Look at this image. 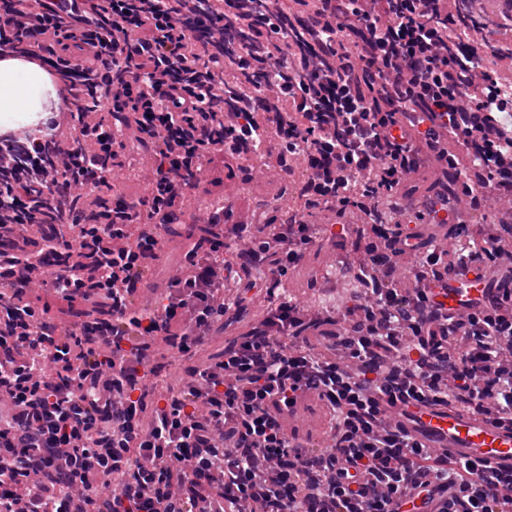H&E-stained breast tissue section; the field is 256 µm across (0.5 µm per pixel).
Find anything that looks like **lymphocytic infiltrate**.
Instances as JSON below:
<instances>
[{
    "mask_svg": "<svg viewBox=\"0 0 512 512\" xmlns=\"http://www.w3.org/2000/svg\"><path fill=\"white\" fill-rule=\"evenodd\" d=\"M294 27L281 0L228 20L242 49L197 40L224 0H57L0 13V46L44 69L58 103L34 129L0 130V512H502L512 472L433 456L397 412L443 405L512 423V84L484 67L512 49L473 44L445 0H313ZM241 89L217 97L224 68ZM110 111L112 122L102 113ZM277 125L302 164L297 211L267 234L240 210L211 220L160 296L134 301L183 195L224 189L229 164ZM447 141H440V131ZM148 151L146 195L99 189ZM455 176L442 192L435 170ZM424 209L365 225L366 200ZM502 219L468 232L472 210ZM336 231V305L279 294L249 330L201 357L245 300L224 263L268 267L279 289ZM503 287L499 305L435 303L458 269ZM110 319L69 324L76 302ZM180 352L176 376L161 361ZM322 403L320 452L291 428Z\"/></svg>",
    "mask_w": 512,
    "mask_h": 512,
    "instance_id": "lymphocytic-infiltrate-1",
    "label": "lymphocytic infiltrate"
}]
</instances>
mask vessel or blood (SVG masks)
<instances>
[{
  "mask_svg": "<svg viewBox=\"0 0 512 512\" xmlns=\"http://www.w3.org/2000/svg\"><path fill=\"white\" fill-rule=\"evenodd\" d=\"M494 289L477 277L459 272L448 277L449 310L471 304L491 305ZM408 427L449 461H470L495 472L512 469V425L489 417L439 406L413 409Z\"/></svg>",
  "mask_w": 512,
  "mask_h": 512,
  "instance_id": "b4317fda",
  "label": "vessel or blood"
}]
</instances>
